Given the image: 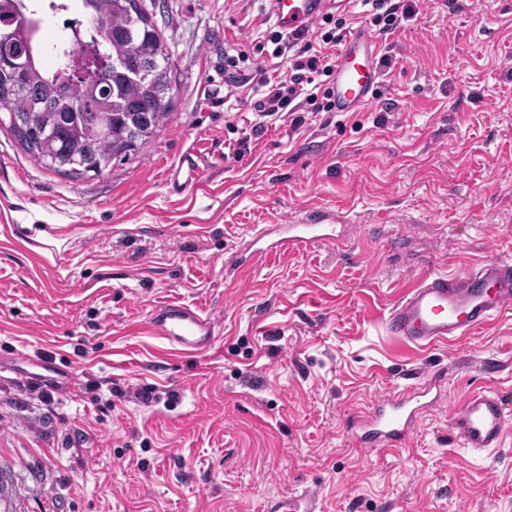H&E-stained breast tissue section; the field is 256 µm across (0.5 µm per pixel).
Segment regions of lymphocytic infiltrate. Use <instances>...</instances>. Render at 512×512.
I'll return each mask as SVG.
<instances>
[{
	"mask_svg": "<svg viewBox=\"0 0 512 512\" xmlns=\"http://www.w3.org/2000/svg\"><path fill=\"white\" fill-rule=\"evenodd\" d=\"M343 6L359 10L366 23L384 38L393 36L419 13L416 0H344ZM321 20L329 26L321 36V47H314L309 31L290 34L269 29L263 36L252 39L249 48L227 57L224 67L227 85L236 89L247 86L260 93L254 109L261 120L252 127L250 137L241 139L240 152L249 151L251 136L263 132L266 118L290 112L294 115V125L299 126L303 123V113L333 111L332 91L323 86L322 80L334 72L332 50L346 35V19L328 9ZM253 56L260 58V65L245 68V61ZM274 59L287 60L286 76L270 71L268 63Z\"/></svg>",
	"mask_w": 512,
	"mask_h": 512,
	"instance_id": "obj_1",
	"label": "lymphocytic infiltrate"
}]
</instances>
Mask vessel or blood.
<instances>
[{"instance_id":"1","label":"vessel or blood","mask_w":512,"mask_h":512,"mask_svg":"<svg viewBox=\"0 0 512 512\" xmlns=\"http://www.w3.org/2000/svg\"><path fill=\"white\" fill-rule=\"evenodd\" d=\"M274 25L291 32L310 27L321 14L325 0H269ZM377 38L360 30L347 38L336 57L333 84L335 109L358 112L367 107L382 82L376 57ZM200 181L193 154L182 156L169 173V189L180 194ZM330 215L316 211L290 218L278 236L269 229H255L254 248L242 253L240 262L249 265L260 259L295 253L327 239ZM512 312V262L488 259L479 269L463 275L428 273L389 309L385 318L390 335L419 347L429 348L470 334L494 316ZM153 333L180 351L197 354L209 350L216 338V321L198 305L166 301L151 308ZM417 394L393 393L383 397L372 413L357 423L361 447L389 449L403 445L418 414ZM512 417L502 397L489 390H476L451 413L449 429L463 448L482 453L502 446ZM264 512H323L316 489L305 488L267 500Z\"/></svg>"}]
</instances>
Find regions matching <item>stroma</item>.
<instances>
[{"label": "stroma", "mask_w": 512, "mask_h": 512, "mask_svg": "<svg viewBox=\"0 0 512 512\" xmlns=\"http://www.w3.org/2000/svg\"><path fill=\"white\" fill-rule=\"evenodd\" d=\"M446 2L382 42L366 110L281 114L240 158L256 96L224 61L264 32L258 0H144L174 95L124 164L71 178L0 125V512H262L305 486L324 512H512V432L473 453L448 429L480 388L512 412V314L428 350L384 328L424 272L512 260V0ZM186 153L201 181L175 195ZM311 210L349 214L346 243L234 266ZM170 300L216 319L208 352L151 334ZM434 373L404 447H358L354 417Z\"/></svg>", "instance_id": "1"}]
</instances>
